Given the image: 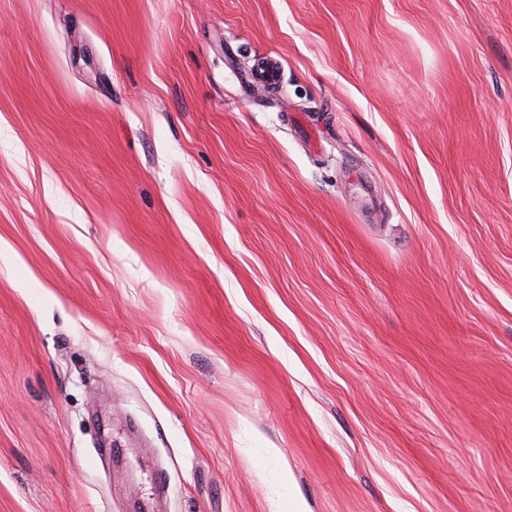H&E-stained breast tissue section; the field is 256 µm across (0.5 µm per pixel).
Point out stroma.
<instances>
[{"label": "stroma", "instance_id": "stroma-1", "mask_svg": "<svg viewBox=\"0 0 512 512\" xmlns=\"http://www.w3.org/2000/svg\"><path fill=\"white\" fill-rule=\"evenodd\" d=\"M292 497L512 512V0H0V512Z\"/></svg>", "mask_w": 512, "mask_h": 512}]
</instances>
